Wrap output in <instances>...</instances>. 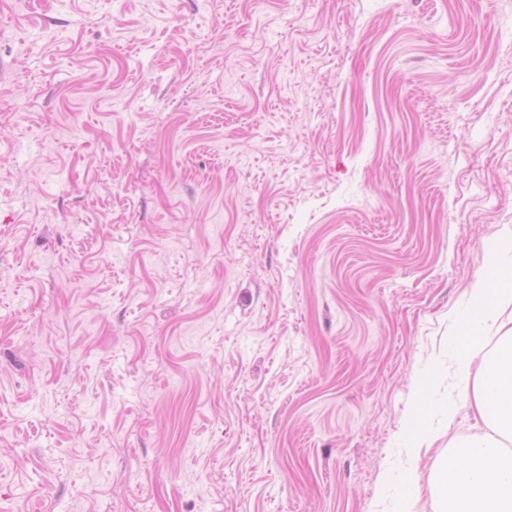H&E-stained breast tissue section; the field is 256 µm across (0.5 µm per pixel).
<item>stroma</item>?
Segmentation results:
<instances>
[{"label":"stroma","mask_w":512,"mask_h":512,"mask_svg":"<svg viewBox=\"0 0 512 512\" xmlns=\"http://www.w3.org/2000/svg\"><path fill=\"white\" fill-rule=\"evenodd\" d=\"M512 238V0H0V512H440Z\"/></svg>","instance_id":"1"}]
</instances>
